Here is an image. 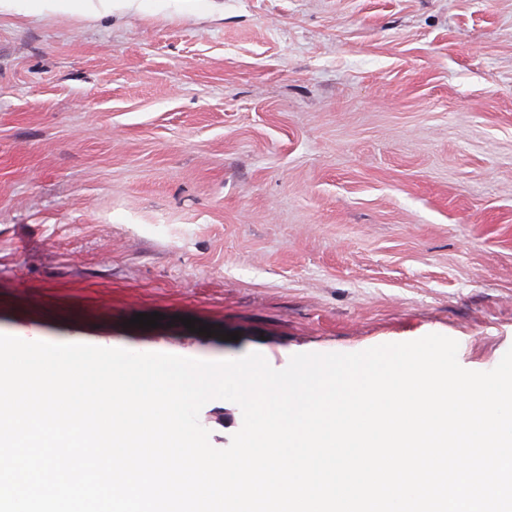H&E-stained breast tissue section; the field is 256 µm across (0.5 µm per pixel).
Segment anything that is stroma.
<instances>
[{"mask_svg":"<svg viewBox=\"0 0 512 512\" xmlns=\"http://www.w3.org/2000/svg\"><path fill=\"white\" fill-rule=\"evenodd\" d=\"M215 4L0 14V334L280 370L437 333L494 369L512 0ZM199 421L223 449L242 413Z\"/></svg>","mask_w":512,"mask_h":512,"instance_id":"1","label":"stroma"}]
</instances>
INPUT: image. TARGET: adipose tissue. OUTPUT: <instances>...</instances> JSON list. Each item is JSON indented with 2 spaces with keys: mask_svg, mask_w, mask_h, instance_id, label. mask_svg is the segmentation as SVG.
<instances>
[{
  "mask_svg": "<svg viewBox=\"0 0 512 512\" xmlns=\"http://www.w3.org/2000/svg\"><path fill=\"white\" fill-rule=\"evenodd\" d=\"M172 2L173 0H0V13L21 10L36 16L61 13L89 18L115 12L139 11L146 7L162 12Z\"/></svg>",
  "mask_w": 512,
  "mask_h": 512,
  "instance_id": "ef3b65f1",
  "label": "adipose tissue"
}]
</instances>
